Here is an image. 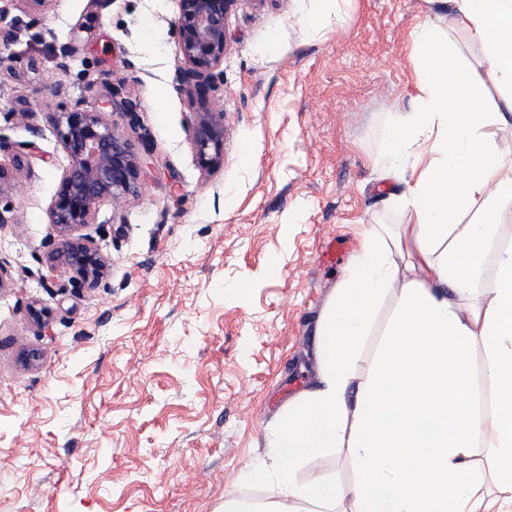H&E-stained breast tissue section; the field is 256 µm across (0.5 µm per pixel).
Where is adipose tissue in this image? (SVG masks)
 <instances>
[{
	"mask_svg": "<svg viewBox=\"0 0 512 512\" xmlns=\"http://www.w3.org/2000/svg\"><path fill=\"white\" fill-rule=\"evenodd\" d=\"M452 3L484 63L463 65L431 26L414 31L418 94L381 159L393 169L415 158L401 199L412 221L364 229L316 327L318 382L268 425V460L249 474L270 493L260 504L226 501L224 512H512V243L500 233L512 158L483 133L512 112V0ZM489 82L501 92L494 110ZM475 201L478 219L458 223ZM391 293L386 337L359 377ZM329 448L345 449L353 482L296 478ZM397 303L396 296L391 293L388 294L382 301L375 322L374 335L371 336L368 346L363 350L359 363L358 370L362 375H367L373 367L374 351L380 339V334L383 331L384 325L388 317L393 313Z\"/></svg>",
	"mask_w": 512,
	"mask_h": 512,
	"instance_id": "ef3b65f1",
	"label": "adipose tissue"
}]
</instances>
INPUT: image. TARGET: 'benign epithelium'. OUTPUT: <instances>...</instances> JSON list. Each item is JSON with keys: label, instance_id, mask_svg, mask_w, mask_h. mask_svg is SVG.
Instances as JSON below:
<instances>
[{"label": "benign epithelium", "instance_id": "1", "mask_svg": "<svg viewBox=\"0 0 512 512\" xmlns=\"http://www.w3.org/2000/svg\"><path fill=\"white\" fill-rule=\"evenodd\" d=\"M236 2L179 0L178 45L189 69L179 71L178 77L198 79L201 92L217 77L226 46V18ZM103 105L113 112L134 113L137 109L135 102L113 86L106 88ZM55 127L70 161L50 206V224L58 246L48 269L53 276L74 272L93 283L107 274L108 263L88 238L76 232L92 223L101 201L110 198L125 203L135 197L142 174L150 168V148L145 142L144 152H135L131 140L116 133L101 110L61 112ZM192 143L202 168L218 165L224 153L223 112L197 113Z\"/></svg>", "mask_w": 512, "mask_h": 512}]
</instances>
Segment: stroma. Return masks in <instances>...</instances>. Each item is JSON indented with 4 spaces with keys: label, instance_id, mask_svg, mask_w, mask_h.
Here are the masks:
<instances>
[{
    "label": "stroma",
    "instance_id": "35a3bbf8",
    "mask_svg": "<svg viewBox=\"0 0 512 512\" xmlns=\"http://www.w3.org/2000/svg\"><path fill=\"white\" fill-rule=\"evenodd\" d=\"M177 0H0V512H224L263 500L245 473L265 429L318 378L314 334L368 224H407L405 179L377 160L416 94L411 34L433 26L473 66L452 0H351L305 35L308 0H237L206 96L177 81ZM136 101L153 165L84 232L110 261L91 286L49 278V207L67 157L58 113ZM224 114L203 169L197 112ZM48 312L34 324L30 304ZM299 479L345 483L329 449Z\"/></svg>",
    "mask_w": 512,
    "mask_h": 512
}]
</instances>
